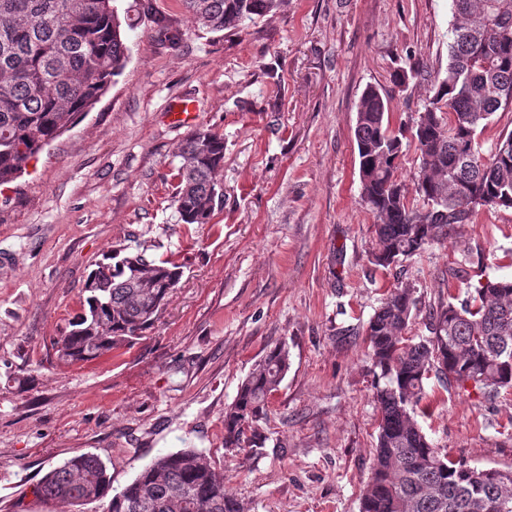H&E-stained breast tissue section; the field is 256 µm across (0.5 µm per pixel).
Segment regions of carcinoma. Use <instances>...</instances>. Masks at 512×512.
I'll return each instance as SVG.
<instances>
[{
	"label": "carcinoma",
	"mask_w": 512,
	"mask_h": 512,
	"mask_svg": "<svg viewBox=\"0 0 512 512\" xmlns=\"http://www.w3.org/2000/svg\"><path fill=\"white\" fill-rule=\"evenodd\" d=\"M211 33L236 34L275 13L281 0H180ZM448 65L435 95L393 128L388 99L373 87L356 115L361 198L377 219L370 263L388 268L421 255L485 209L512 208V131L483 147L479 135L512 112V0H450ZM130 47L118 0H0V184L19 177L47 140L98 103L124 70ZM418 164L410 203L398 176L403 142ZM172 205L180 222L206 224L224 192V135L194 129L178 148ZM119 244L86 282L83 311L54 342L65 363L101 358L143 336L156 320L180 266ZM416 289L401 283L380 302L365 332L375 370L377 445L361 512H512V469L452 460L416 419L430 373L452 387L474 384L486 397L512 389V280L481 279L464 299L425 314L427 335L404 338L418 312ZM289 368L276 346L255 364L224 411V448L254 454L257 423ZM33 494L74 504L108 500L106 512H244L224 474L193 448L158 455L123 488L103 460L83 453L49 471Z\"/></svg>",
	"instance_id": "1"
}]
</instances>
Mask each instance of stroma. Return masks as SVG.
<instances>
[{
  "mask_svg": "<svg viewBox=\"0 0 512 512\" xmlns=\"http://www.w3.org/2000/svg\"><path fill=\"white\" fill-rule=\"evenodd\" d=\"M129 11L130 57L86 116L0 186V512H102L34 496L86 452L124 487L158 454L195 448L246 512H360L379 411L365 328L403 281L421 309L484 277L512 280V208L383 269L360 196L359 98L375 86L391 120L434 95L396 70L448 64L450 0H282L234 37L209 33L180 0H153L182 37ZM187 101L190 122L175 107ZM196 128L224 136V203L177 222L175 153ZM171 260L182 275L158 319L107 356L58 362L52 342L80 313L89 273L113 246ZM471 247L468 282L448 275ZM286 345L290 367L259 423L260 453L224 448V411L255 364ZM417 421L451 457L512 468V390L426 382Z\"/></svg>",
  "mask_w": 512,
  "mask_h": 512,
  "instance_id": "stroma-1",
  "label": "stroma"
}]
</instances>
